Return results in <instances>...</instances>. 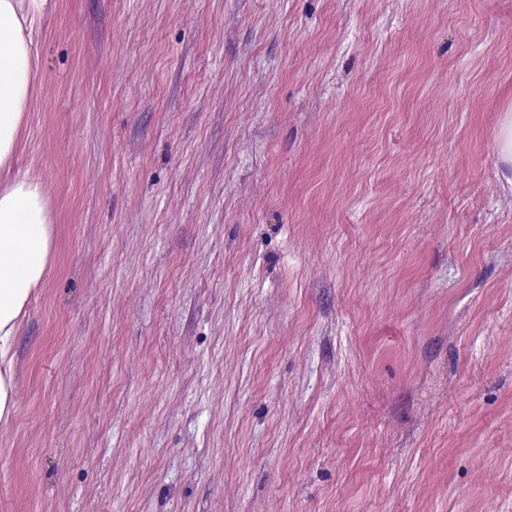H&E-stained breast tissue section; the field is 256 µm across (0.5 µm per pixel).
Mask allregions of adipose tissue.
<instances>
[{"mask_svg": "<svg viewBox=\"0 0 512 512\" xmlns=\"http://www.w3.org/2000/svg\"><path fill=\"white\" fill-rule=\"evenodd\" d=\"M48 0H0V423L15 412L13 343L30 298L43 288L54 225L42 185L15 171L16 140L30 109L32 30Z\"/></svg>", "mask_w": 512, "mask_h": 512, "instance_id": "ef3b65f1", "label": "adipose tissue"}]
</instances>
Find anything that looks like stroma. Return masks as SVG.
Here are the masks:
<instances>
[{"instance_id": "obj_1", "label": "stroma", "mask_w": 512, "mask_h": 512, "mask_svg": "<svg viewBox=\"0 0 512 512\" xmlns=\"http://www.w3.org/2000/svg\"><path fill=\"white\" fill-rule=\"evenodd\" d=\"M33 40L0 512H512V0H49ZM512 110L507 112L506 118L500 126L497 135V153L499 162L511 168L512 165Z\"/></svg>"}]
</instances>
